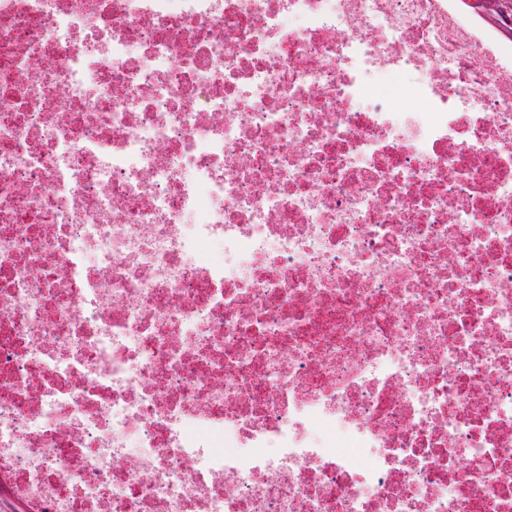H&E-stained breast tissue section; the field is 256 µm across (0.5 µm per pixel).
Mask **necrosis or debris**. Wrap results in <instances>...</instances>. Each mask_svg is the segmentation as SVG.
I'll list each match as a JSON object with an SVG mask.
<instances>
[{
  "mask_svg": "<svg viewBox=\"0 0 512 512\" xmlns=\"http://www.w3.org/2000/svg\"><path fill=\"white\" fill-rule=\"evenodd\" d=\"M0 512H512V40L0 0Z\"/></svg>",
  "mask_w": 512,
  "mask_h": 512,
  "instance_id": "necrosis-or-debris-1",
  "label": "necrosis or debris"
}]
</instances>
